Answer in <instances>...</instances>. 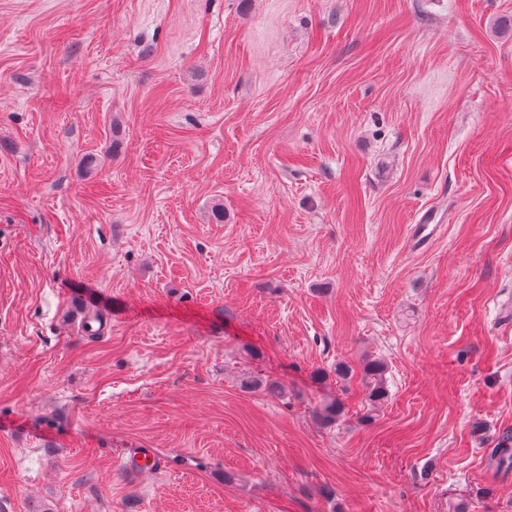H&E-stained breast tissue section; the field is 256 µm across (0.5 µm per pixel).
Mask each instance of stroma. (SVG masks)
Instances as JSON below:
<instances>
[{"instance_id":"35a3bbf8","label":"stroma","mask_w":512,"mask_h":512,"mask_svg":"<svg viewBox=\"0 0 512 512\" xmlns=\"http://www.w3.org/2000/svg\"><path fill=\"white\" fill-rule=\"evenodd\" d=\"M507 431L512 0H0V512H512ZM364 374L371 379L367 385L365 402H367L366 418L372 419L378 408L384 404L389 397L384 382V365L380 361H369L364 365Z\"/></svg>"}]
</instances>
